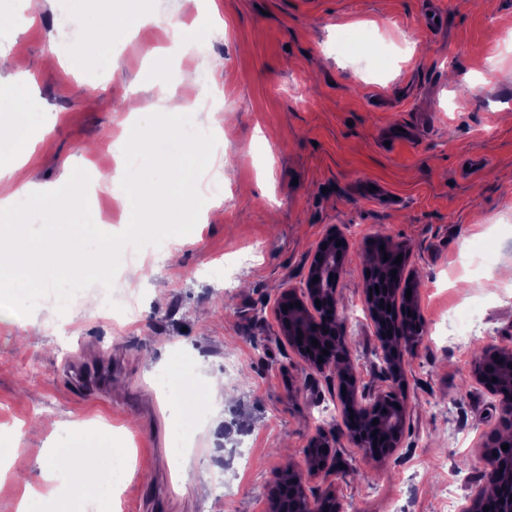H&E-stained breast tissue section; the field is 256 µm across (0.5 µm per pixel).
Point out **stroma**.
<instances>
[{
    "instance_id": "1",
    "label": "stroma",
    "mask_w": 512,
    "mask_h": 512,
    "mask_svg": "<svg viewBox=\"0 0 512 512\" xmlns=\"http://www.w3.org/2000/svg\"><path fill=\"white\" fill-rule=\"evenodd\" d=\"M151 17L133 46L57 59L74 19L94 24L102 9ZM434 11L440 27L422 22ZM201 44L203 75L162 56L171 32ZM9 58L0 103L13 104L14 77L29 75L44 114L0 112L22 124L36 147L0 197L26 183L69 180L81 154L98 176L117 168L107 146L135 133L125 103L150 107L146 65L174 96L219 94V112L187 110L185 126L220 127L223 154L197 182L199 221L165 253L142 252V278L121 263L112 288L89 292L58 311L44 300L35 317L0 322V443L12 448L0 480V512H17L24 482L36 480L70 422L88 440L110 434L132 450L112 512H272L274 481L305 466L316 429L332 433L341 467L309 487L331 493L344 512H460L475 488L471 468L486 454L498 410L470 380L476 344L512 348V0H46ZM480 171H461L465 159ZM383 185L387 206L361 199ZM349 244L338 289L343 336L362 384L379 382V346L365 284L369 244L405 245L406 270L426 333L404 365L407 427L396 453L378 461L347 436L336 376L307 364L282 337L275 308L283 290L304 293L308 266L329 228ZM136 300V314L112 324L108 294ZM63 318L81 344L51 329ZM190 358L193 388L219 376L233 400L192 427L186 473L170 465L178 426L156 370ZM111 364L105 387L70 381L67 365ZM468 467H460L461 459ZM224 473V495L199 496L210 470Z\"/></svg>"
}]
</instances>
